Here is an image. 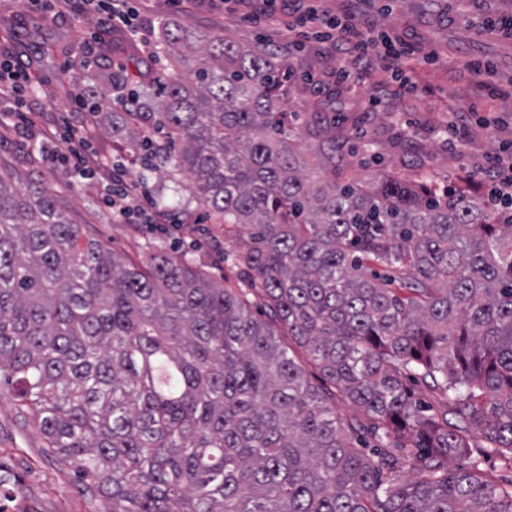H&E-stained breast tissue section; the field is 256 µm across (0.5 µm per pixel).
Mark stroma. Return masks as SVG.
<instances>
[{
	"label": "stroma",
	"mask_w": 512,
	"mask_h": 512,
	"mask_svg": "<svg viewBox=\"0 0 512 512\" xmlns=\"http://www.w3.org/2000/svg\"><path fill=\"white\" fill-rule=\"evenodd\" d=\"M261 5L262 0H134L133 23L151 28L167 19L276 50L290 66L286 109L294 115L296 143L309 157L321 141L335 140L337 180L388 174L485 192L490 157L512 153V0H278L280 12L315 5L331 16L353 17L363 30L406 40L416 54L434 53V64L410 70L409 88L381 65L371 74L340 80L332 46L305 38L290 48L273 24L249 23ZM96 26L93 16L43 10L32 0H0V57L29 75L23 110L0 131V168L17 174L37 170L42 187L63 197L69 215L90 237L127 259H144L151 245H162L237 285L239 272L224 258L231 243L218 239L187 174L178 175L179 193L161 199L157 189L174 174L172 166L127 164V186L144 191L137 204L168 213L163 224H131L113 218L103 205L98 180L77 178L69 162L32 153L45 132L80 124V113L68 109L67 91L82 76L75 44ZM470 60L492 62L493 68L474 74L465 67ZM98 62L102 74L122 73L127 89L147 97L168 68L160 54L145 62L142 45L121 27L101 45ZM106 506L83 492L11 396L0 394V512H104Z\"/></svg>",
	"instance_id": "35a3bbf8"
}]
</instances>
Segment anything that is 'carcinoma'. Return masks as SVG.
Listing matches in <instances>:
<instances>
[{
  "instance_id": "carcinoma-1",
  "label": "carcinoma",
  "mask_w": 512,
  "mask_h": 512,
  "mask_svg": "<svg viewBox=\"0 0 512 512\" xmlns=\"http://www.w3.org/2000/svg\"><path fill=\"white\" fill-rule=\"evenodd\" d=\"M156 45L170 71L155 96L93 129L187 173L224 238L248 231L243 283L163 249L123 258L37 174L23 189L0 175V390L106 512H512L481 468L512 466V209L317 177L277 53L172 21Z\"/></svg>"
}]
</instances>
